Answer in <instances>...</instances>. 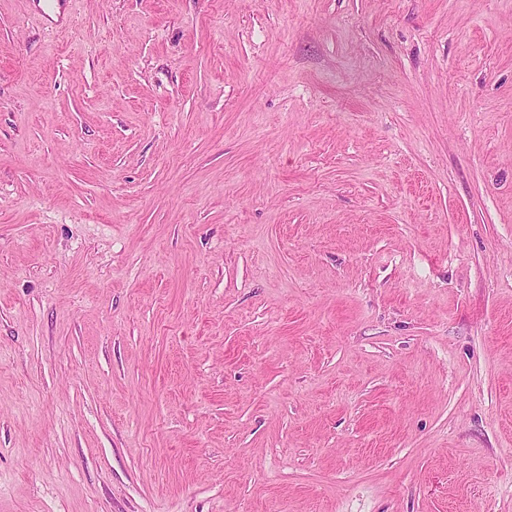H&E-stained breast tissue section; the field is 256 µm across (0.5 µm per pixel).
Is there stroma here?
<instances>
[{"instance_id": "35a3bbf8", "label": "stroma", "mask_w": 512, "mask_h": 512, "mask_svg": "<svg viewBox=\"0 0 512 512\" xmlns=\"http://www.w3.org/2000/svg\"><path fill=\"white\" fill-rule=\"evenodd\" d=\"M0 0V512H512V0Z\"/></svg>"}]
</instances>
